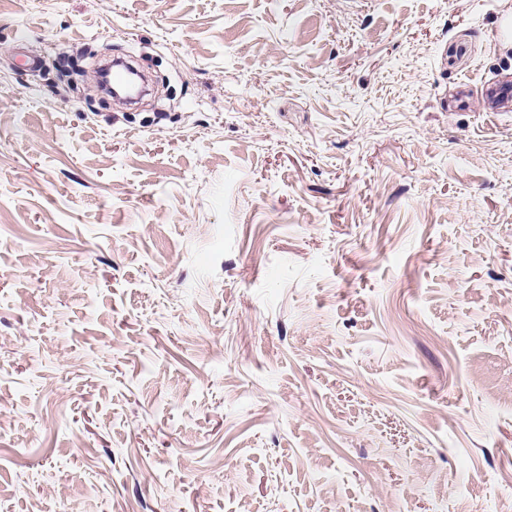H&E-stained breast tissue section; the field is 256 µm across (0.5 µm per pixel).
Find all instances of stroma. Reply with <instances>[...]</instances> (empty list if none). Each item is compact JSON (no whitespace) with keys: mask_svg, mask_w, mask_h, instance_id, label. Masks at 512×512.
I'll list each match as a JSON object with an SVG mask.
<instances>
[{"mask_svg":"<svg viewBox=\"0 0 512 512\" xmlns=\"http://www.w3.org/2000/svg\"><path fill=\"white\" fill-rule=\"evenodd\" d=\"M510 17L0 0V512H500Z\"/></svg>","mask_w":512,"mask_h":512,"instance_id":"1","label":"stroma"}]
</instances>
